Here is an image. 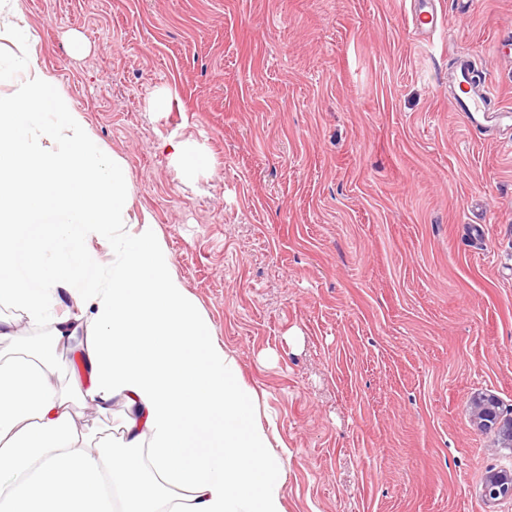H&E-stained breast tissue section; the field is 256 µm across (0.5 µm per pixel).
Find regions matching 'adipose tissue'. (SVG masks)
Wrapping results in <instances>:
<instances>
[{"instance_id": "1", "label": "adipose tissue", "mask_w": 512, "mask_h": 512, "mask_svg": "<svg viewBox=\"0 0 512 512\" xmlns=\"http://www.w3.org/2000/svg\"><path fill=\"white\" fill-rule=\"evenodd\" d=\"M20 71L0 98V304L49 335L0 318V512H288V448L125 161L34 57H0L1 81ZM75 347L71 387L99 413L123 403L119 440L91 441L58 388Z\"/></svg>"}]
</instances>
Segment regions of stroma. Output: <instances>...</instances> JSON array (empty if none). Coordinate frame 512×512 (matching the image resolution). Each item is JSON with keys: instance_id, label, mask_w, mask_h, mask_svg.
<instances>
[{"instance_id": "stroma-1", "label": "stroma", "mask_w": 512, "mask_h": 512, "mask_svg": "<svg viewBox=\"0 0 512 512\" xmlns=\"http://www.w3.org/2000/svg\"><path fill=\"white\" fill-rule=\"evenodd\" d=\"M19 4L261 393L288 512H512L481 498L512 449L471 413L512 407V127L448 99L469 52L512 107V0H436L430 36L407 0ZM172 139L211 159L195 184Z\"/></svg>"}]
</instances>
